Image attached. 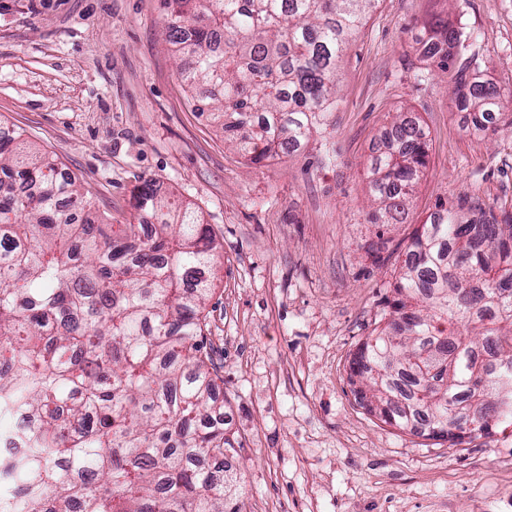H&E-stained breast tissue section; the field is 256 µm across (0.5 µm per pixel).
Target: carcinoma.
Returning <instances> with one entry per match:
<instances>
[{"instance_id":"1","label":"carcinoma","mask_w":512,"mask_h":512,"mask_svg":"<svg viewBox=\"0 0 512 512\" xmlns=\"http://www.w3.org/2000/svg\"><path fill=\"white\" fill-rule=\"evenodd\" d=\"M379 0H162L180 75L240 128L254 163L327 133L337 67ZM429 58L489 125L504 91L464 59L471 34L428 24ZM0 127V418L30 414L28 453L0 461V512H241L235 440L203 353L217 245L153 179L140 217H110L55 161ZM428 134L398 114L370 161L372 224H397L427 171ZM390 318L349 364L382 420L452 439L512 428V213L439 201L412 234Z\"/></svg>"}]
</instances>
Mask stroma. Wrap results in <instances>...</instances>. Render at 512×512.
Returning <instances> with one entry per match:
<instances>
[{
  "instance_id": "stroma-1",
  "label": "stroma",
  "mask_w": 512,
  "mask_h": 512,
  "mask_svg": "<svg viewBox=\"0 0 512 512\" xmlns=\"http://www.w3.org/2000/svg\"><path fill=\"white\" fill-rule=\"evenodd\" d=\"M472 35L470 60L512 89V0H379L340 63L321 137L270 163L228 145L200 112L165 34L160 0H0V125L75 177L113 223L139 218L131 191L159 183L219 245L204 346L240 446L243 512H512V432L456 445L369 413L348 363L387 311L401 253L437 199L512 211V132L479 138L427 57L426 21ZM429 133L427 175L403 223L367 221V166L393 115Z\"/></svg>"
}]
</instances>
